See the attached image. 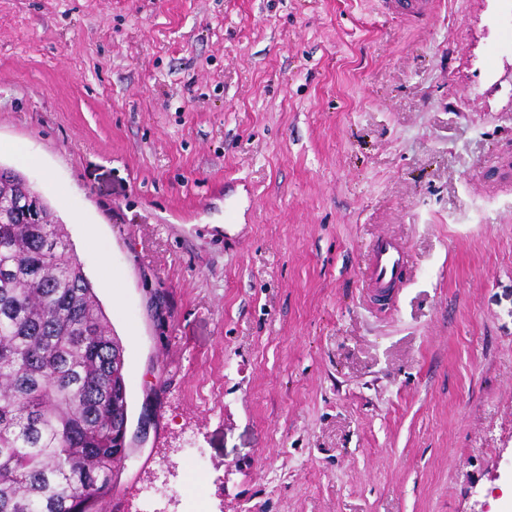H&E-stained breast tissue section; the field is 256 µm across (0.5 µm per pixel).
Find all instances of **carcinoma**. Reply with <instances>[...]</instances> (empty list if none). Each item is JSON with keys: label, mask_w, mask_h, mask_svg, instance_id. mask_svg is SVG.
I'll use <instances>...</instances> for the list:
<instances>
[{"label": "carcinoma", "mask_w": 512, "mask_h": 512, "mask_svg": "<svg viewBox=\"0 0 512 512\" xmlns=\"http://www.w3.org/2000/svg\"><path fill=\"white\" fill-rule=\"evenodd\" d=\"M0 175V512H101L125 419L119 340L64 225Z\"/></svg>", "instance_id": "obj_1"}]
</instances>
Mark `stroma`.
<instances>
[{
  "label": "stroma",
  "mask_w": 512,
  "mask_h": 512,
  "mask_svg": "<svg viewBox=\"0 0 512 512\" xmlns=\"http://www.w3.org/2000/svg\"><path fill=\"white\" fill-rule=\"evenodd\" d=\"M512 0H0V165L125 356L127 512H512ZM238 205L224 221V203ZM411 267L367 301L368 244ZM438 0H380L385 14L405 22H416L428 17L437 7Z\"/></svg>",
  "instance_id": "obj_1"
}]
</instances>
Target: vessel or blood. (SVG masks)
I'll list each match as a JSON object with an SVG mask.
<instances>
[{
  "label": "vessel or blood",
  "mask_w": 512,
  "mask_h": 512,
  "mask_svg": "<svg viewBox=\"0 0 512 512\" xmlns=\"http://www.w3.org/2000/svg\"><path fill=\"white\" fill-rule=\"evenodd\" d=\"M385 14L405 22H416L428 17L437 7V0H380ZM409 262L403 244L394 238H380L367 247V261L362 273L364 286L370 298L383 297L401 280Z\"/></svg>",
  "instance_id": "b4317fda"
}]
</instances>
